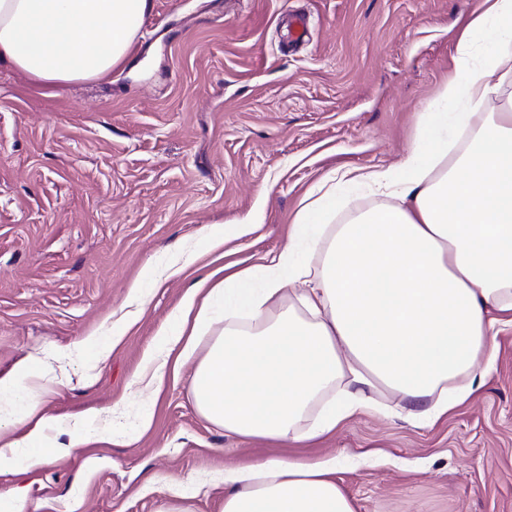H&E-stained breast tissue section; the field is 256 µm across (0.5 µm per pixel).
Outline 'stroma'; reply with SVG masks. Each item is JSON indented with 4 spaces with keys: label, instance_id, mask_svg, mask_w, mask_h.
I'll list each match as a JSON object with an SVG mask.
<instances>
[{
    "label": "stroma",
    "instance_id": "35a3bbf8",
    "mask_svg": "<svg viewBox=\"0 0 512 512\" xmlns=\"http://www.w3.org/2000/svg\"><path fill=\"white\" fill-rule=\"evenodd\" d=\"M127 65L45 91L0 65V377L67 357L50 415L115 408L124 436L23 474L24 512H158L193 479L191 512H221L224 471L263 458L336 457L355 512H512V329L482 386L417 427L358 414L281 447L197 411L191 366L139 393L159 332L200 279L279 252L302 198L341 167L398 163L457 67L477 0H151ZM309 13L289 46L286 18ZM254 226L241 236L237 226ZM229 235L205 252L214 228ZM161 271L141 309L129 289ZM121 333L84 366L75 346ZM152 416L138 431L142 410Z\"/></svg>",
    "mask_w": 512,
    "mask_h": 512
}]
</instances>
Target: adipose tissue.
<instances>
[{"mask_svg": "<svg viewBox=\"0 0 512 512\" xmlns=\"http://www.w3.org/2000/svg\"><path fill=\"white\" fill-rule=\"evenodd\" d=\"M150 0H0V63L55 88L101 80L126 58ZM457 69L419 113L388 167L351 168L302 200L287 245L199 283L158 335L156 354L192 364L198 412L225 432L311 442L399 397V417L434 424L479 387L499 327L512 326V0H478L456 42ZM472 137L456 159L452 133ZM349 190L386 197L330 225ZM215 336L207 331L213 324ZM53 381L26 362L0 378V472H27L111 438L97 411L41 414ZM69 440L51 444L48 433ZM335 458L279 457L224 472L222 512H354Z\"/></svg>", "mask_w": 512, "mask_h": 512, "instance_id": "ef3b65f1", "label": "adipose tissue"}]
</instances>
